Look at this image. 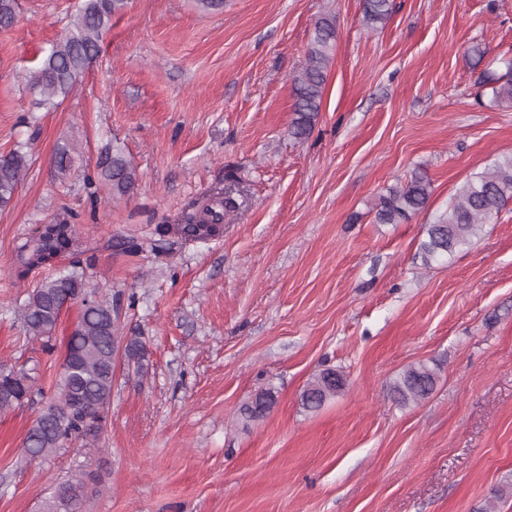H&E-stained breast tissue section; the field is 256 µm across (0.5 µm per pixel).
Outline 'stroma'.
I'll return each mask as SVG.
<instances>
[{
    "mask_svg": "<svg viewBox=\"0 0 512 512\" xmlns=\"http://www.w3.org/2000/svg\"><path fill=\"white\" fill-rule=\"evenodd\" d=\"M80 3L17 0L0 29V154L31 156L0 210V366L34 382L0 413V512H43L84 459L77 442L21 457L80 306L63 310L54 349L28 333L23 308L48 272L17 279L14 248L66 211L96 255L91 289L150 360L143 378L115 366L85 512H512V202L470 248L428 265L420 250L459 188L512 155V104L493 94L512 67V0H395L373 28L363 0H224L220 13L129 0L73 92L37 107L25 76ZM326 15L321 109L297 140L292 79ZM114 148L137 171L124 199L97 178ZM414 171L432 185L426 208L374 223ZM227 190L237 210L216 237L136 257L109 245ZM417 362L436 386L397 405L392 386ZM326 368L344 392L304 411V385ZM264 391L271 410L241 419Z\"/></svg>",
    "mask_w": 512,
    "mask_h": 512,
    "instance_id": "35a3bbf8",
    "label": "stroma"
}]
</instances>
